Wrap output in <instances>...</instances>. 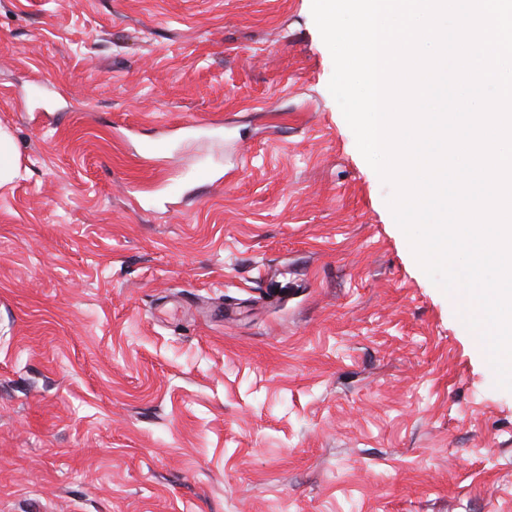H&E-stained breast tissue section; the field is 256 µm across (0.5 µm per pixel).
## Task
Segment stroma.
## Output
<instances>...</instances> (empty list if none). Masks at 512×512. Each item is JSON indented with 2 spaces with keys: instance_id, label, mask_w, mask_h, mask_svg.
I'll use <instances>...</instances> for the list:
<instances>
[{
  "instance_id": "stroma-1",
  "label": "stroma",
  "mask_w": 512,
  "mask_h": 512,
  "mask_svg": "<svg viewBox=\"0 0 512 512\" xmlns=\"http://www.w3.org/2000/svg\"><path fill=\"white\" fill-rule=\"evenodd\" d=\"M311 8L0 0V512H512ZM19 173L18 153L12 139L0 132V186L10 182Z\"/></svg>"
}]
</instances>
